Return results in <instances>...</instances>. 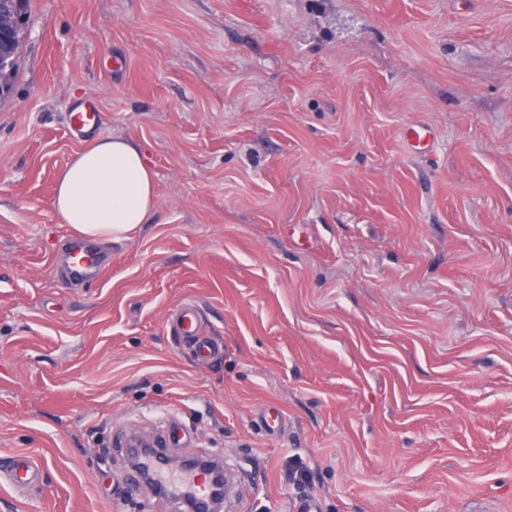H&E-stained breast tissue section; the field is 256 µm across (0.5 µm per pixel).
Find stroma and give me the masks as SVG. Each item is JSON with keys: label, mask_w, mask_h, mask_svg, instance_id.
<instances>
[{"label": "stroma", "mask_w": 512, "mask_h": 512, "mask_svg": "<svg viewBox=\"0 0 512 512\" xmlns=\"http://www.w3.org/2000/svg\"><path fill=\"white\" fill-rule=\"evenodd\" d=\"M90 102L156 175L91 284L53 210ZM188 300L204 362L170 333ZM161 432L223 456V512H512V0H31L0 99V463L44 467L0 512H181L118 447Z\"/></svg>", "instance_id": "stroma-1"}]
</instances>
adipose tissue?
Returning <instances> with one entry per match:
<instances>
[{"instance_id": "adipose-tissue-1", "label": "adipose tissue", "mask_w": 512, "mask_h": 512, "mask_svg": "<svg viewBox=\"0 0 512 512\" xmlns=\"http://www.w3.org/2000/svg\"><path fill=\"white\" fill-rule=\"evenodd\" d=\"M155 192L142 151L125 138L101 137L59 171L54 212L77 236L119 239L148 223Z\"/></svg>"}]
</instances>
